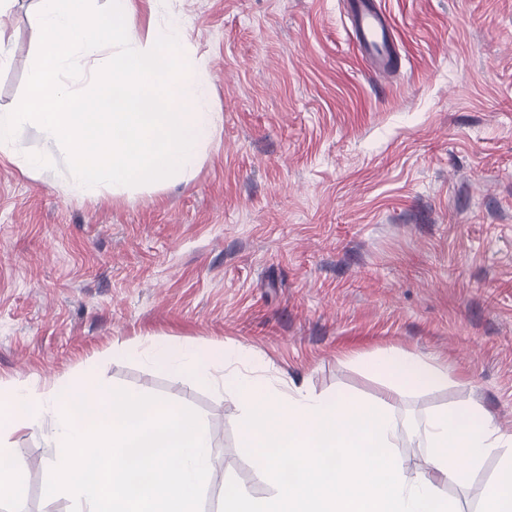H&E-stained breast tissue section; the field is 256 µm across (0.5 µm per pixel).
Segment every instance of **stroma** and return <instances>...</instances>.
<instances>
[{
  "label": "stroma",
  "mask_w": 512,
  "mask_h": 512,
  "mask_svg": "<svg viewBox=\"0 0 512 512\" xmlns=\"http://www.w3.org/2000/svg\"><path fill=\"white\" fill-rule=\"evenodd\" d=\"M398 69L375 76L343 0H160L206 66L219 121L190 180L81 195L63 158L30 177L0 163V383L79 384L182 401L215 437L202 512L272 495L238 445L230 392L119 354L145 335L247 347L268 375L373 397L368 367L398 349L448 381L404 392L400 450L435 410L476 400L512 433V0H382ZM36 0H0V105L20 100L40 36ZM25 462L22 512L47 501L53 450ZM497 458L468 488L479 512Z\"/></svg>",
  "instance_id": "obj_1"
}]
</instances>
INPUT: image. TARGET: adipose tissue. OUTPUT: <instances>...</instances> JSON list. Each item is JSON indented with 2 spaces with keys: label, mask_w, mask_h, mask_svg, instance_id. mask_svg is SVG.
<instances>
[{
  "label": "adipose tissue",
  "mask_w": 512,
  "mask_h": 512,
  "mask_svg": "<svg viewBox=\"0 0 512 512\" xmlns=\"http://www.w3.org/2000/svg\"><path fill=\"white\" fill-rule=\"evenodd\" d=\"M141 356L173 378L218 380L240 414V445L274 493L238 489L224 512H460L444 495L465 485L486 459L499 471L481 512H512V434L502 433L481 403L435 411L417 431L420 457L406 465L394 448L401 434L394 395L448 380L447 368L400 350L379 352L373 367L390 383L375 399L318 394L305 385L261 374V360L244 347H177L153 337ZM229 371L214 378L213 360Z\"/></svg>",
  "instance_id": "adipose-tissue-1"
}]
</instances>
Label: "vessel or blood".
<instances>
[{"instance_id": "b4317fda", "label": "vessel or blood", "mask_w": 512, "mask_h": 512, "mask_svg": "<svg viewBox=\"0 0 512 512\" xmlns=\"http://www.w3.org/2000/svg\"><path fill=\"white\" fill-rule=\"evenodd\" d=\"M352 42L376 74L390 75L398 62L399 43L389 13L380 0H346Z\"/></svg>"}]
</instances>
